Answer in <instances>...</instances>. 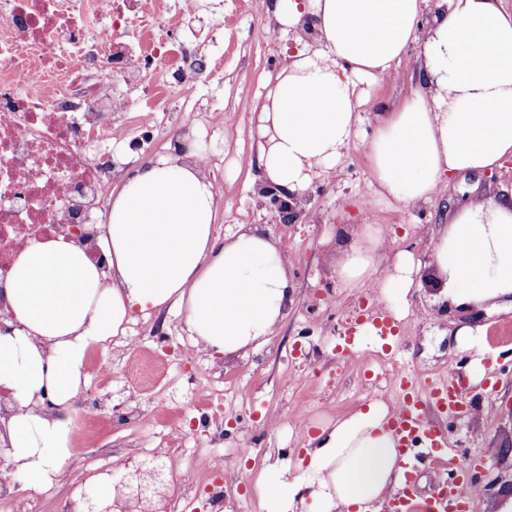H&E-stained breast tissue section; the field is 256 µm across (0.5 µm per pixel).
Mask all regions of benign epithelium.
I'll list each match as a JSON object with an SVG mask.
<instances>
[{
  "mask_svg": "<svg viewBox=\"0 0 512 512\" xmlns=\"http://www.w3.org/2000/svg\"><path fill=\"white\" fill-rule=\"evenodd\" d=\"M257 192L266 199L269 211L277 214L281 221L296 222L305 216L296 206L283 200L270 182H263ZM119 470L121 480L116 485L113 499L103 501L82 492L85 512H166L160 485L164 483L167 467L160 456L144 460L129 457L121 463Z\"/></svg>",
  "mask_w": 512,
  "mask_h": 512,
  "instance_id": "1",
  "label": "benign epithelium"
}]
</instances>
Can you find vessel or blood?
Here are the masks:
<instances>
[{
  "label": "vessel or blood",
  "instance_id": "b4317fda",
  "mask_svg": "<svg viewBox=\"0 0 512 512\" xmlns=\"http://www.w3.org/2000/svg\"><path fill=\"white\" fill-rule=\"evenodd\" d=\"M398 386L402 399L390 424L398 438V448L406 468L405 482L388 502V512H466V494L472 493L471 461L463 455L426 503L424 510L416 508V464L427 451L441 452L448 447V432L431 424L423 409L431 404L442 416L460 420L470 411L459 372H451L447 380L419 388L411 377H401Z\"/></svg>",
  "mask_w": 512,
  "mask_h": 512
}]
</instances>
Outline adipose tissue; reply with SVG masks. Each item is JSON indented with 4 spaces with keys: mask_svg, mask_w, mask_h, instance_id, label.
<instances>
[{
    "mask_svg": "<svg viewBox=\"0 0 512 512\" xmlns=\"http://www.w3.org/2000/svg\"><path fill=\"white\" fill-rule=\"evenodd\" d=\"M425 2L262 0L277 31L307 22L317 32L315 49L286 56L255 114L258 160L285 197L309 187V162L335 173L359 121V80L394 76L406 60L417 88L381 114L369 143L381 192L424 203L455 174L512 156V13L499 0H449L423 31ZM216 203L200 168L170 152L128 171L113 196L101 236L109 272L61 237L16 259L5 296L18 324L0 333V388L19 404L6 423L8 463L30 488L64 477L71 455L67 426L47 404L77 399L90 349L136 315L177 306L197 345L227 358L270 343L294 300L288 245L257 224L217 236ZM431 243L449 304L512 298V189L472 199ZM392 245L342 230L336 288L363 290L383 269L385 294L406 296L413 255ZM382 249L393 251L390 265ZM392 413L375 400L322 426L292 479L270 461L267 512H379L405 481Z\"/></svg>",
    "mask_w": 512,
    "mask_h": 512,
    "instance_id": "1",
    "label": "adipose tissue"
}]
</instances>
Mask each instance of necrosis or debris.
I'll return each instance as SVG.
<instances>
[{
	"instance_id": "4bbe7bcc",
	"label": "necrosis or debris",
	"mask_w": 512,
	"mask_h": 512,
	"mask_svg": "<svg viewBox=\"0 0 512 512\" xmlns=\"http://www.w3.org/2000/svg\"><path fill=\"white\" fill-rule=\"evenodd\" d=\"M155 0H0V327L16 323L4 288L34 241L71 237L99 266L112 178L149 143L107 147L125 101L117 80L143 71L121 37Z\"/></svg>"
}]
</instances>
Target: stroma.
I'll list each match as a JSON object with an SVG mask.
<instances>
[{
	"label": "stroma",
	"instance_id": "stroma-1",
	"mask_svg": "<svg viewBox=\"0 0 512 512\" xmlns=\"http://www.w3.org/2000/svg\"><path fill=\"white\" fill-rule=\"evenodd\" d=\"M153 25L188 44L204 68L189 80L149 68L150 84L164 90L153 102L142 86L123 85L125 124L116 128V139L139 135L140 114L153 107L150 155L156 158L173 144L180 114L194 113L195 158L217 196L215 233L261 224L287 241L296 294L271 342L232 360L205 352L186 358L183 351L193 338L174 308L138 319L125 334L93 348L85 395L61 413L71 438L68 470L85 474L97 487L114 460L144 459L160 449L178 458L166 487L167 512H211L209 499L218 485L223 512H266L259 487L269 459H280L285 475L293 476L309 437L322 425L364 401L395 403L400 374H414L423 386L469 368L472 358L456 350L452 332L476 323L487 328L484 371L496 375L497 384L492 391L481 384L467 387L473 410L449 436L492 482L472 496L468 512H499L503 498L512 495V363L502 358L512 349V307L463 312L440 301L430 238L432 229L449 223L473 197L511 187L512 158L491 170L456 174L446 193L416 206L379 194L369 182L368 144L383 106H398L417 87L412 66L405 65L397 79L363 82L360 122L341 166L310 190L305 207L312 219L281 222L256 195L264 174L256 161L253 117L285 52L305 49L306 40L271 35L273 23L261 0H163ZM216 109L227 117L223 124L211 119ZM369 224L388 229L396 248L413 253L419 268L406 297L385 296L377 286L326 290L339 228L361 232ZM373 313L396 317L395 345L380 347L377 336L366 335L358 341L359 355L342 353L341 337L358 333ZM100 360L111 366L110 379H101L95 367ZM214 389L224 392L222 406L205 410L200 400ZM99 391L109 395L113 412L100 413L90 403ZM162 399L169 409L158 408ZM485 404L497 407L496 417L482 419Z\"/></svg>",
	"mask_w": 512,
	"mask_h": 512
}]
</instances>
